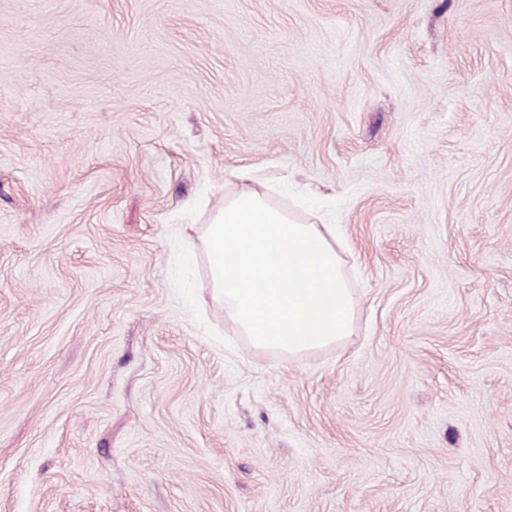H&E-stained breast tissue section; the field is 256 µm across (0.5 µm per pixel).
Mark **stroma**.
<instances>
[{
	"instance_id": "35a3bbf8",
	"label": "stroma",
	"mask_w": 512,
	"mask_h": 512,
	"mask_svg": "<svg viewBox=\"0 0 512 512\" xmlns=\"http://www.w3.org/2000/svg\"><path fill=\"white\" fill-rule=\"evenodd\" d=\"M237 169L350 340L184 269ZM0 512H512V0H0Z\"/></svg>"
}]
</instances>
